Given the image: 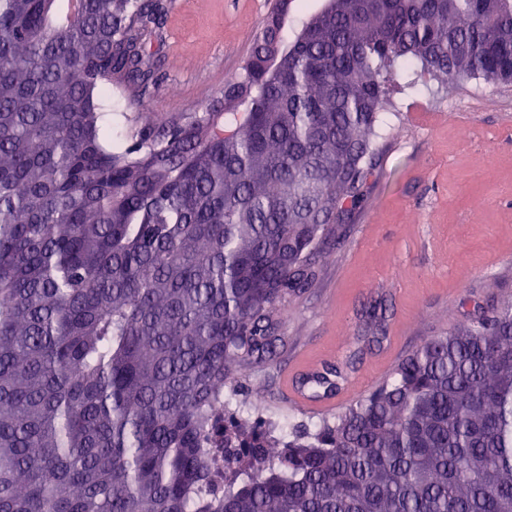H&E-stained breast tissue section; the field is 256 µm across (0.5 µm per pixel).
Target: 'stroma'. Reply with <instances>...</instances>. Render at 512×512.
I'll return each mask as SVG.
<instances>
[{
  "instance_id": "stroma-1",
  "label": "stroma",
  "mask_w": 512,
  "mask_h": 512,
  "mask_svg": "<svg viewBox=\"0 0 512 512\" xmlns=\"http://www.w3.org/2000/svg\"><path fill=\"white\" fill-rule=\"evenodd\" d=\"M272 0H171L149 111L170 115L216 103L246 57ZM380 141L369 202L337 229L338 248L304 294L278 311L276 364L240 367L247 408L294 425L320 414L290 404L283 379L343 361L370 306L385 340L349 374L366 394L428 338L512 297V85L429 77L400 84Z\"/></svg>"
}]
</instances>
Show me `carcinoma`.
Instances as JSON below:
<instances>
[{
  "label": "carcinoma",
  "instance_id": "1",
  "mask_svg": "<svg viewBox=\"0 0 512 512\" xmlns=\"http://www.w3.org/2000/svg\"><path fill=\"white\" fill-rule=\"evenodd\" d=\"M168 8L0 0V512H512V298L304 433L231 410L367 201L390 88L512 81V0H337L288 44L270 14L175 117L141 99Z\"/></svg>",
  "mask_w": 512,
  "mask_h": 512
}]
</instances>
